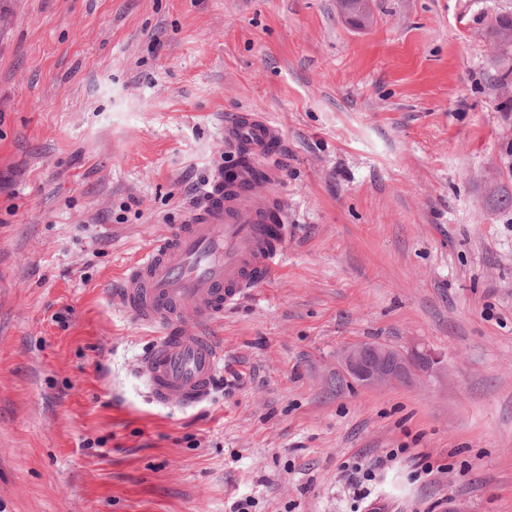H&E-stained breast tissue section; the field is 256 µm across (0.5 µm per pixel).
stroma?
Here are the masks:
<instances>
[{
  "instance_id": "obj_1",
  "label": "stroma",
  "mask_w": 512,
  "mask_h": 512,
  "mask_svg": "<svg viewBox=\"0 0 512 512\" xmlns=\"http://www.w3.org/2000/svg\"><path fill=\"white\" fill-rule=\"evenodd\" d=\"M371 8L0 0V512H512V66L483 37L512 0ZM240 112L282 131L283 262L204 326L210 398L162 407L115 287ZM356 341L442 368L367 389Z\"/></svg>"
}]
</instances>
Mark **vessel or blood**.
<instances>
[{
	"label": "vessel or blood",
	"instance_id": "vessel-or-blood-1",
	"mask_svg": "<svg viewBox=\"0 0 512 512\" xmlns=\"http://www.w3.org/2000/svg\"><path fill=\"white\" fill-rule=\"evenodd\" d=\"M236 153L233 180L216 172L205 202L169 226L125 271L119 298L140 323L161 327L142 362L156 403L177 409L209 397L224 353L200 326L221 315L250 288L271 280L286 245V206L275 193L272 162L281 130L254 112L224 126ZM193 329H185V320Z\"/></svg>",
	"mask_w": 512,
	"mask_h": 512
}]
</instances>
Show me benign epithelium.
Wrapping results in <instances>:
<instances>
[{
	"mask_svg": "<svg viewBox=\"0 0 512 512\" xmlns=\"http://www.w3.org/2000/svg\"><path fill=\"white\" fill-rule=\"evenodd\" d=\"M440 357L431 350L412 348L402 352L375 342H355L340 352L343 371L358 384L371 389L417 385L437 374Z\"/></svg>",
	"mask_w": 512,
	"mask_h": 512,
	"instance_id": "benign-epithelium-1",
	"label": "benign epithelium"
}]
</instances>
